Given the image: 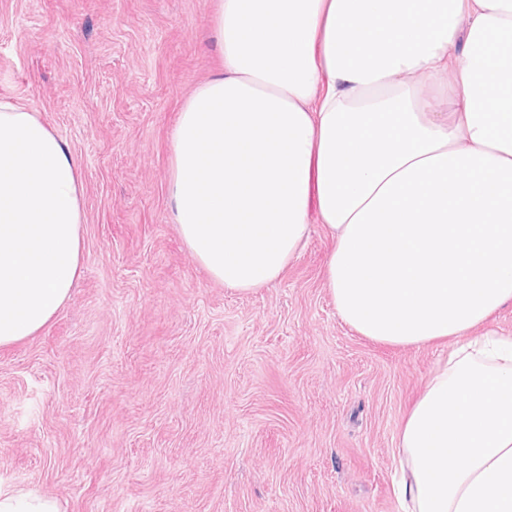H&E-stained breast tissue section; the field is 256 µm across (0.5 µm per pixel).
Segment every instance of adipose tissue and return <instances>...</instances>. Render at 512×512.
<instances>
[{"label":"adipose tissue","instance_id":"adipose-tissue-1","mask_svg":"<svg viewBox=\"0 0 512 512\" xmlns=\"http://www.w3.org/2000/svg\"><path fill=\"white\" fill-rule=\"evenodd\" d=\"M223 65L183 104L168 193L209 276L242 294L333 241L326 286L367 339L459 345L397 433L403 512H512V0H217ZM67 142L0 100V348L80 274ZM476 334L496 332L512 335V304L493 313L481 326L475 329Z\"/></svg>","mask_w":512,"mask_h":512}]
</instances>
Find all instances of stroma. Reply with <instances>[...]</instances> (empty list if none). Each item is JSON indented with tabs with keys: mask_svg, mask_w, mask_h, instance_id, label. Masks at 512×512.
Wrapping results in <instances>:
<instances>
[{
	"mask_svg": "<svg viewBox=\"0 0 512 512\" xmlns=\"http://www.w3.org/2000/svg\"><path fill=\"white\" fill-rule=\"evenodd\" d=\"M214 0H0V99L69 144L81 274L0 349V486L62 512H401L399 424L449 344L339 318L320 224L275 285L212 280L173 224L181 105L216 72Z\"/></svg>",
	"mask_w": 512,
	"mask_h": 512,
	"instance_id": "1",
	"label": "stroma"
}]
</instances>
